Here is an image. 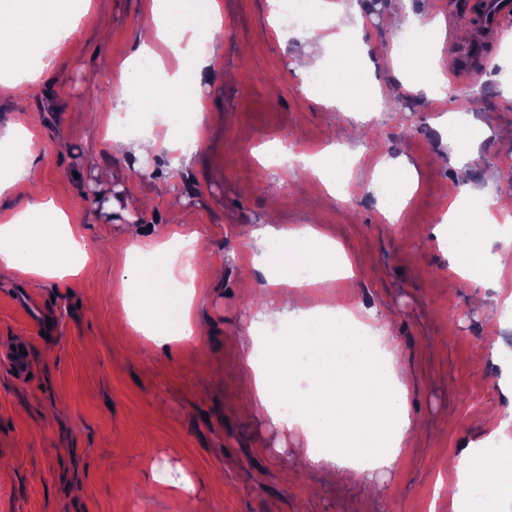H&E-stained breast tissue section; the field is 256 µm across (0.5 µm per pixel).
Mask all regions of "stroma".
Instances as JSON below:
<instances>
[{"instance_id":"35a3bbf8","label":"stroma","mask_w":512,"mask_h":512,"mask_svg":"<svg viewBox=\"0 0 512 512\" xmlns=\"http://www.w3.org/2000/svg\"><path fill=\"white\" fill-rule=\"evenodd\" d=\"M152 0H91L89 12L59 46L56 65L23 83L31 112L0 97V127L13 120L34 133L36 163L0 209L53 200L81 224L89 259L76 282L51 286L0 268V353L28 351V379L0 363V512H179L178 501L148 477L151 463L190 468L198 512H350L354 490L300 459L295 440L263 416H241L242 352L256 304L275 300L251 261L250 233L276 212L282 230L316 224L340 240L355 276L337 291L355 295L387 324L409 379L408 406L424 429L412 433L371 512H453L449 458L485 436L476 416L512 408V320L501 303L512 285L482 288L452 269L434 235L443 205L463 194L512 197V27L489 44V72H469L464 49L475 38L470 0H391L424 19L443 15L447 71L443 101L406 83L390 50L399 33L365 17L360 42L370 49L382 107L366 120L316 102L296 61L309 44L273 24L267 0H221L224 70L205 85L208 111L189 165L167 154L139 160L112 151L103 121L114 105L120 67ZM493 86L474 99L476 84ZM469 103L485 130L476 153L460 161L437 127L440 115ZM288 139L312 154L328 145L362 149L351 195L339 202L302 168L260 157L265 143ZM406 158L417 188L397 223L384 221L369 186L377 162ZM131 195L151 210L127 215ZM141 224L143 240L187 224L209 243L210 280L194 304L209 326L204 343H143L112 293V278ZM52 324L41 335L17 291Z\"/></svg>"}]
</instances>
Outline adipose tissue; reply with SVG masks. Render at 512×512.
Instances as JSON below:
<instances>
[{"label": "adipose tissue", "instance_id": "1", "mask_svg": "<svg viewBox=\"0 0 512 512\" xmlns=\"http://www.w3.org/2000/svg\"><path fill=\"white\" fill-rule=\"evenodd\" d=\"M86 10V0H0V63L34 58V70L22 76L0 77V96H12L19 80H34L54 68L55 49L68 38ZM216 0H153L151 22L123 64L118 99L139 93L145 110L202 115L206 105L201 87L205 75L224 56L218 43L200 39V31L221 29ZM428 46L407 49L401 76L418 73L430 97H442V58L446 29L442 17L423 24ZM345 44L339 76L325 77L314 91L318 102L356 112L380 105L371 79L367 48L347 41L345 31L335 35ZM164 43L178 59L176 71L157 67L142 88H135L139 62L153 58L156 43ZM356 71L360 81H342ZM113 150L148 159L161 149L175 151V164L191 159L189 149L172 140L147 134L115 136ZM350 165L361 155L332 145L301 160L312 177L333 199L348 196L349 170H340L337 156ZM512 201L490 197L482 206L466 210L452 202L440 230L454 247L450 260L456 273L469 279L482 275L501 286L512 271V250L494 259L484 253L485 240L497 230L495 212ZM81 228L53 201H37L21 212L0 213V267L18 270L47 282L76 276L72 258L81 249ZM133 258L114 278L122 310L134 331L159 343L202 340L205 329L193 312V300L204 295V281L182 284L180 277L202 251L200 234L191 229L172 231L167 239L137 243ZM252 263L268 283L276 286L272 304L263 305L256 318L273 326L287 323L284 335L269 336L244 351L249 397L246 409L259 412L277 429L293 434L302 446L299 456L329 466L332 479L363 486L365 477L391 471L414 427L408 407V389L399 375L397 350L380 325L375 310L364 308L352 296L333 297L321 305L301 307L298 298L307 288L331 287L353 276L343 245L324 235L317 225L282 232L265 223L252 232ZM452 476L454 512H501L512 502V461L473 447L468 455L448 460Z\"/></svg>", "mask_w": 512, "mask_h": 512}]
</instances>
